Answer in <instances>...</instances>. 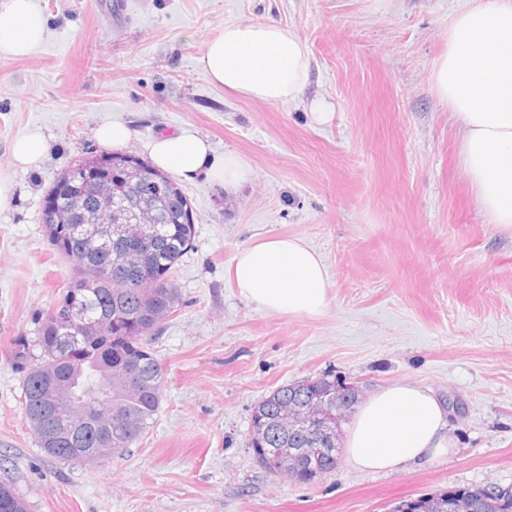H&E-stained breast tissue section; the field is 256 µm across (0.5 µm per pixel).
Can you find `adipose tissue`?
Returning <instances> with one entry per match:
<instances>
[{"label": "adipose tissue", "instance_id": "1", "mask_svg": "<svg viewBox=\"0 0 512 512\" xmlns=\"http://www.w3.org/2000/svg\"><path fill=\"white\" fill-rule=\"evenodd\" d=\"M46 29L34 0H0V57L31 54ZM196 66L211 84L245 98L294 102L310 81V49L293 28L274 21L230 23ZM431 87L460 128L458 159L480 210L512 232V0H462L448 23V47L433 62ZM145 149L155 166L184 181L205 174L232 191L253 175L243 156L216 158L208 141L189 129L154 137ZM230 277L263 311L317 317L331 302L323 258L297 236L243 247ZM446 426L429 390L398 382L358 406L345 448L358 468L393 472L446 453Z\"/></svg>", "mask_w": 512, "mask_h": 512}]
</instances>
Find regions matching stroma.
Listing matches in <instances>:
<instances>
[{
	"label": "stroma",
	"mask_w": 512,
	"mask_h": 512,
	"mask_svg": "<svg viewBox=\"0 0 512 512\" xmlns=\"http://www.w3.org/2000/svg\"><path fill=\"white\" fill-rule=\"evenodd\" d=\"M42 45L0 58V482L28 512H392L454 485L512 487V234L489 224L459 166L458 125L432 93L458 0H35ZM271 19L311 51L301 100L271 105L215 87L196 60L224 24ZM332 114L317 122L311 103ZM128 154L191 129L254 170L238 192L182 183L196 228L173 281L179 304L151 346L165 371L154 426L119 457L49 456L24 414L10 354L33 338L69 264L48 245L43 196L76 159ZM46 140L18 168L13 140ZM297 235L322 255L319 317L264 312L226 272L253 243ZM323 375L361 397L397 382L433 393L449 454L391 473L341 458L311 484L270 473L249 446L254 406ZM132 131L125 124L115 121L104 125L98 131V137L112 148H121L131 138Z\"/></svg>",
	"instance_id": "35a3bbf8"
}]
</instances>
